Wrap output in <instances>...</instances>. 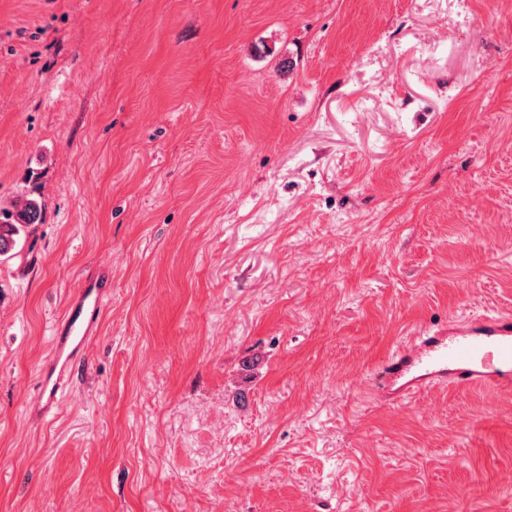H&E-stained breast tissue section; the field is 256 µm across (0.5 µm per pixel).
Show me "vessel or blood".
<instances>
[{"mask_svg":"<svg viewBox=\"0 0 512 512\" xmlns=\"http://www.w3.org/2000/svg\"><path fill=\"white\" fill-rule=\"evenodd\" d=\"M112 295V271L97 267L84 277L64 316L54 326L52 361L41 373L38 417H47L83 365L85 349L99 330ZM456 388L512 389V312L454 316L404 337L372 377V397L400 407L422 391Z\"/></svg>","mask_w":512,"mask_h":512,"instance_id":"1","label":"vessel or blood"}]
</instances>
